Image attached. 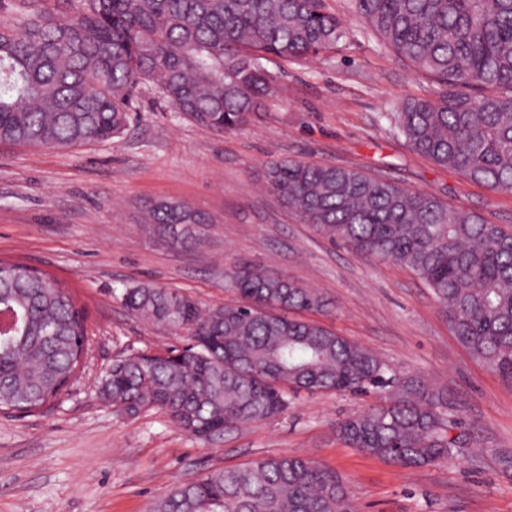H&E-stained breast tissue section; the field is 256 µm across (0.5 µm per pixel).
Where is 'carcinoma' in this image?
I'll return each mask as SVG.
<instances>
[{
  "label": "carcinoma",
  "instance_id": "1",
  "mask_svg": "<svg viewBox=\"0 0 512 512\" xmlns=\"http://www.w3.org/2000/svg\"><path fill=\"white\" fill-rule=\"evenodd\" d=\"M23 0L0 19V144L66 149L124 133L141 86L216 133L266 109L275 78L261 59L316 57L345 37L324 0ZM382 46L426 75L435 98L406 101L411 148L494 192L512 193V0H351ZM268 187L304 224L369 259L411 269L457 341L512 382V231L428 192L332 164L280 159ZM151 224L175 244L201 241L202 213L154 204ZM0 259V414L56 402L83 367L86 313L50 273ZM241 301L206 308L151 283L123 288L133 316L189 344L115 360L99 397L135 417L159 410L205 439L288 410V392L384 393L337 423L345 443L402 468L451 460L462 435L445 388L399 372L362 345L296 311H328L317 291L238 264ZM152 512H356L334 470L271 456L172 486Z\"/></svg>",
  "mask_w": 512,
  "mask_h": 512
}]
</instances>
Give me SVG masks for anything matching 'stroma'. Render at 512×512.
<instances>
[{
    "instance_id": "obj_1",
    "label": "stroma",
    "mask_w": 512,
    "mask_h": 512,
    "mask_svg": "<svg viewBox=\"0 0 512 512\" xmlns=\"http://www.w3.org/2000/svg\"><path fill=\"white\" fill-rule=\"evenodd\" d=\"M347 29L336 51L266 61V112L218 134L142 87L127 131L68 149L0 144V258L68 285L87 314L89 355L54 406L0 415V512H150L171 484L251 460L302 456L337 470L358 512H512V383L462 347L429 289L408 268L332 244L266 185L285 158L332 164L428 192L512 228V194L473 183L415 152L390 112L431 96L429 80L379 46L350 0H325ZM180 201L206 214L203 247L172 244L143 210ZM249 262L315 289L319 320L399 370L445 387L469 447L438 467L405 469L349 447L336 424L378 395L291 396L287 414L213 440L159 411L136 417L98 396L113 360L161 353L179 338L130 315L126 285L153 282L205 307L236 301L226 268Z\"/></svg>"
}]
</instances>
